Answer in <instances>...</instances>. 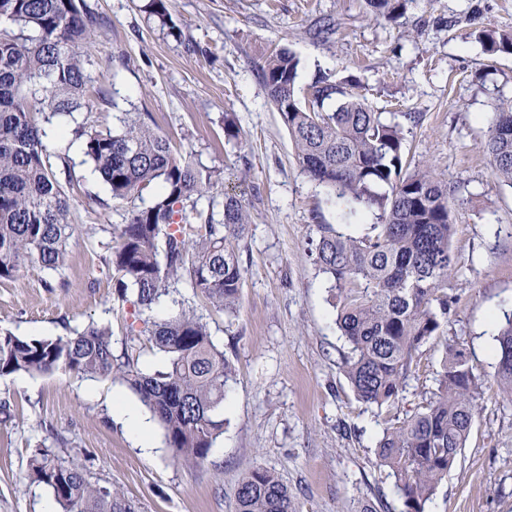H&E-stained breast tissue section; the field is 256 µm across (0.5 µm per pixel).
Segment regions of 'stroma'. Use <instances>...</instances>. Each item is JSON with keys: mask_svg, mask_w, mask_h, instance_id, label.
Masks as SVG:
<instances>
[{"mask_svg": "<svg viewBox=\"0 0 512 512\" xmlns=\"http://www.w3.org/2000/svg\"><path fill=\"white\" fill-rule=\"evenodd\" d=\"M100 28L89 52L93 110L45 124L44 144L72 173L66 192L78 234L60 273L30 267L0 281V332L58 336L109 326L115 355L161 369L157 355L130 341L131 303L115 293L104 259L122 212L72 129L75 121L112 127L123 112L150 113L181 152L224 171L250 215L240 243V310L229 318L183 288L155 308L192 305L236 375L224 402V434L200 465L174 463L162 427L144 453L112 414L119 381L74 374L0 377V512H43L50 491L34 483L36 448L77 460L102 484L120 486L140 512H236L235 492L252 468L287 484L299 512H359L364 500L402 512L394 480L376 464L384 428L412 413L447 345L463 349L482 379L479 411L464 448L427 512H512V399L495 377L490 324L512 313V187L492 175L481 143L497 105L512 98V55L483 53L475 25L512 31V0H409L398 23L373 20L364 0H172L178 33L161 28L148 0H85ZM336 21L315 37L314 22ZM299 58V96L315 75L349 81L378 112H419L408 136L413 164H426L453 191L450 218L457 275L451 321L419 354L402 400L377 409L359 402L341 369L347 346L335 293L311 251L317 227L357 233L326 187L298 165L288 132L257 76L261 52ZM233 113L241 142L224 137ZM66 288H59L58 280Z\"/></svg>", "mask_w": 512, "mask_h": 512, "instance_id": "35a3bbf8", "label": "stroma"}]
</instances>
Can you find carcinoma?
Masks as SVG:
<instances>
[{"label": "carcinoma", "instance_id": "1", "mask_svg": "<svg viewBox=\"0 0 512 512\" xmlns=\"http://www.w3.org/2000/svg\"><path fill=\"white\" fill-rule=\"evenodd\" d=\"M407 0H365L377 21L395 24ZM161 27L177 29L170 0H149ZM0 280L30 266L63 268L76 233L61 170L51 161L35 104H51L49 122L86 107L94 61L85 47L100 22L84 0H0ZM477 39L488 55H512V31L482 27ZM299 59L289 49L262 56L258 69L279 112L302 170L330 188L348 213L372 216L364 232L343 234L318 225L314 263L334 282L336 322L349 345L343 369L357 399L381 408L394 404L415 373L416 355L448 322L451 249L450 191L428 166L410 167L405 144L422 116L400 122L374 111L324 72L297 94ZM83 153L107 186L113 206L128 209L106 264L118 297L131 302L129 333L146 338L163 357L162 370L145 372L128 356L116 358L112 331L91 325L55 337L0 334V376L54 370L119 378L158 419L177 463L201 464L224 434V400L234 367L214 343L207 324L183 306L152 317L170 287L183 283L218 312H238L243 285L239 242L250 230L246 205L224 193L222 217L214 191L223 171L179 153L158 132L150 114L125 112L116 128L86 122L73 128ZM495 178L512 187V100L498 107L485 142ZM158 187L152 203L143 193ZM496 377L512 398V314L496 336ZM481 378L464 351L445 349L434 388L414 415L384 428L377 464L395 479L404 512L426 504L448 477L472 428ZM31 477L44 484L61 512H140L115 486L87 468L37 448ZM237 512H298L278 475L253 468L236 490Z\"/></svg>", "mask_w": 512, "mask_h": 512}]
</instances>
